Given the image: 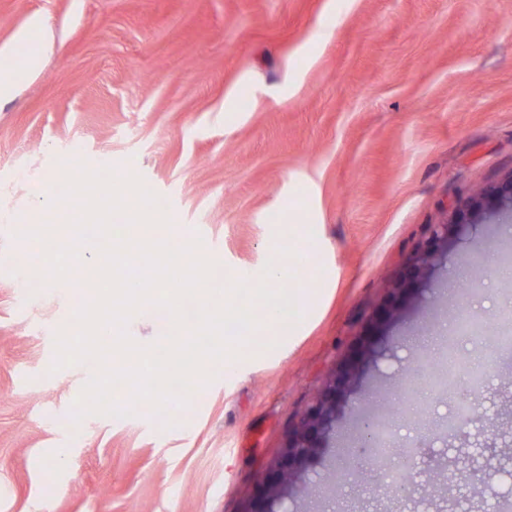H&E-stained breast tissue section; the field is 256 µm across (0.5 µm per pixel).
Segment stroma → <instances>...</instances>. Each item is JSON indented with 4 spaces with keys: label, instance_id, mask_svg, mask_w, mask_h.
<instances>
[{
    "label": "stroma",
    "instance_id": "obj_1",
    "mask_svg": "<svg viewBox=\"0 0 512 512\" xmlns=\"http://www.w3.org/2000/svg\"><path fill=\"white\" fill-rule=\"evenodd\" d=\"M52 47L38 71L0 53V512H250L289 432L388 299L433 225L456 229L429 279L397 301L326 446L275 512H388L355 455L360 419L401 403L386 464L421 449L414 504L438 512L432 460L456 444L404 394L431 327L458 308L512 314V218L458 221L472 193L512 175V0H0V46L33 14ZM139 176L226 274L258 273L281 246L322 269L302 320L258 331L241 360L159 417L71 408L89 366L51 372L70 297L17 258L47 175ZM347 470L335 481L339 465Z\"/></svg>",
    "mask_w": 512,
    "mask_h": 512
}]
</instances>
